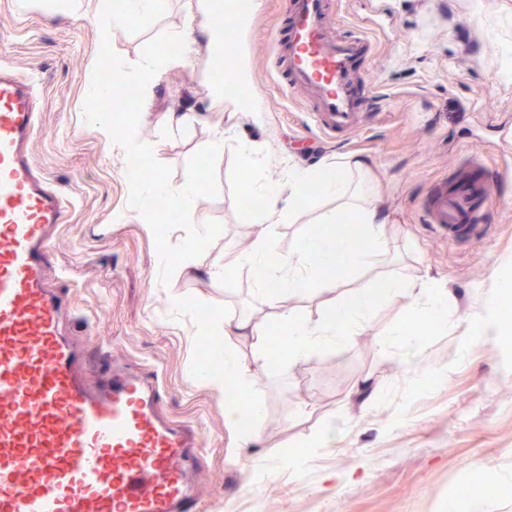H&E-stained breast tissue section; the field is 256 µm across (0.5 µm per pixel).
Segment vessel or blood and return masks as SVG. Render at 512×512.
<instances>
[{
  "mask_svg": "<svg viewBox=\"0 0 512 512\" xmlns=\"http://www.w3.org/2000/svg\"><path fill=\"white\" fill-rule=\"evenodd\" d=\"M240 0L227 15L213 0L229 67L220 88H242L232 60ZM286 36L276 62L290 88L313 106L326 136L350 135L364 104L351 75L370 47L364 36H330L331 0H284ZM31 80L0 66V512H202L191 475L203 437L163 415L154 371L111 365L83 371L85 348L63 331L80 317L48 283L51 241L68 195L34 167L28 147L40 128ZM488 177L460 171L433 183L424 202L436 234H482L477 218L494 204Z\"/></svg>",
  "mask_w": 512,
  "mask_h": 512,
  "instance_id": "1",
  "label": "vessel or blood"
}]
</instances>
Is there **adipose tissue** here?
<instances>
[{
    "mask_svg": "<svg viewBox=\"0 0 512 512\" xmlns=\"http://www.w3.org/2000/svg\"><path fill=\"white\" fill-rule=\"evenodd\" d=\"M159 7L160 0H124L121 11L117 12L106 0H98L93 6L85 4L84 0H71L67 14L94 24L101 40L107 42L112 37V22L119 15L150 16L156 14ZM366 168V163L358 159L343 166L324 164L317 168L298 167L290 170L287 186L254 187V194L264 198L265 206L255 213L258 224L256 238L251 249L241 256L240 263L258 276L259 285L270 303H277L286 294L309 291L322 272L327 275L324 280L327 286L338 285L343 279L348 259L366 264L373 262L382 251L386 216L374 204L358 203L347 196L353 173L365 171ZM313 184L338 201L331 225L305 238L295 253L282 255L278 263H269L268 254L272 249L270 225L279 223L284 210L298 209L305 200L309 186ZM402 291L409 298L410 309L428 325L446 324L447 289L425 279L419 287L404 290L392 279L379 278L368 287L352 292L346 300L332 305L326 317L316 323L303 321L292 310L282 309L278 317L289 327L292 357L298 359L308 355L317 344L341 340L352 325L365 320L378 305ZM223 331L228 336L251 340L257 348V356L249 364L228 353L224 356L223 370L194 368L195 377L219 395L224 392L225 376L243 379L252 369H262L270 363L267 338L260 322L244 316L225 322Z\"/></svg>",
    "mask_w": 512,
    "mask_h": 512,
    "instance_id": "ef3b65f1",
    "label": "adipose tissue"
}]
</instances>
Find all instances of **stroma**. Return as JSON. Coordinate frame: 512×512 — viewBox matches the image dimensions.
Here are the masks:
<instances>
[{"label": "stroma", "instance_id": "obj_1", "mask_svg": "<svg viewBox=\"0 0 512 512\" xmlns=\"http://www.w3.org/2000/svg\"><path fill=\"white\" fill-rule=\"evenodd\" d=\"M17 2L0 0V63L38 80L41 130L30 154L72 201L53 239L50 283L89 318L91 360L156 369L163 413L204 435L193 475L203 503L226 500L230 512H470L479 495L485 512H512V335L468 333L472 316L498 299L500 280L512 277V0H338L333 32L368 38L356 74L362 93L380 98L349 138L322 135L308 103L272 66L283 0H251L241 32L250 77L239 97L217 93L215 63L198 37L190 60L162 67L137 131L172 167L177 189L188 158L223 130L218 193L191 207L195 224L213 220L222 231L165 285L155 238L128 204L125 154L83 118L84 74L101 44L95 26L63 19L57 0L38 11ZM196 9V0H164L157 14L116 24L111 46L136 63L148 40L186 30ZM168 112L197 119L175 134L163 122ZM245 142L262 167L245 165ZM359 156L373 173L355 187L390 217L383 253L353 264L340 288L289 295L284 305L314 323L377 277L405 286L429 275L451 290L448 323L428 329L419 352L407 354L393 334L414 321L400 294L351 336L285 361L288 328L252 272L237 265L254 240L242 196L252 184L287 182L291 167ZM473 162L494 177L497 202L482 217L488 233L441 238L420 203L432 183ZM335 212V197L309 187L303 207L276 224L273 247L295 252ZM217 265L224 273L211 277ZM248 315L263 321L281 361L251 371L235 399H222L191 371L208 357L194 337ZM255 403L261 437L243 448L226 417ZM337 412L342 432L320 445ZM290 448L306 461L287 467Z\"/></svg>", "mask_w": 512, "mask_h": 512}]
</instances>
